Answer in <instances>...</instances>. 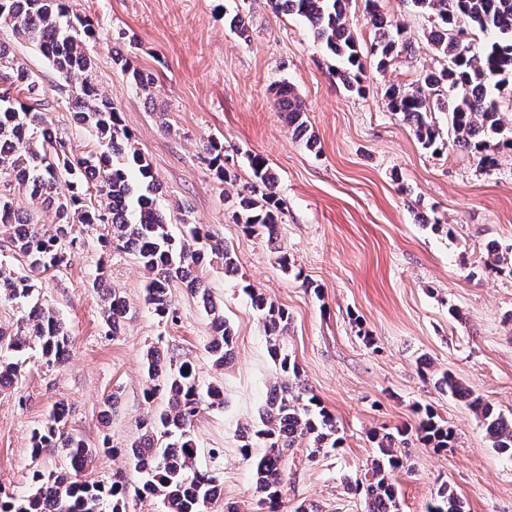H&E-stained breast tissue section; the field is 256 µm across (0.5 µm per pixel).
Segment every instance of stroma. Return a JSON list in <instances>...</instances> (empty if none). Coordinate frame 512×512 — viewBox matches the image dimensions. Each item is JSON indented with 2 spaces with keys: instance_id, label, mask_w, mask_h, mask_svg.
I'll return each instance as SVG.
<instances>
[{
  "instance_id": "stroma-1",
  "label": "stroma",
  "mask_w": 512,
  "mask_h": 512,
  "mask_svg": "<svg viewBox=\"0 0 512 512\" xmlns=\"http://www.w3.org/2000/svg\"><path fill=\"white\" fill-rule=\"evenodd\" d=\"M74 13L95 24L89 45L97 82L118 107L134 145L161 183L157 205L173 231L199 224L226 241L239 271L206 268L204 281L235 333L234 354L215 369L207 351L213 332L199 298L174 292L176 317L159 320L145 301V277L128 253L102 255L93 231L70 263L40 275L41 296L63 318L73 346L61 364L31 366L0 394V487L22 497L33 471L66 467L61 448L29 452V438L57 404L70 433L97 444L110 438L126 448L140 420L159 410L146 401L143 353L151 346L190 360L205 384L224 388V406L203 411L194 424L196 464L223 480L225 504L239 512H267L252 470L240 453L241 428L257 424L279 370L266 348L263 324L243 285L285 307L291 325L286 353L299 367L302 388L336 418L342 448L309 459L306 445L288 453L286 495L280 512L308 501L322 512H364L346 488L376 454L373 433L414 425L428 406L453 429L451 448L436 452L409 440L397 453L402 512H427L440 486L464 512H512V459L492 448L485 428L465 401L435 388L448 371L475 395L512 412V273L481 271L489 242L512 248V152L498 167L481 169L457 147L432 155L410 126L389 112L383 92L405 85L444 60L429 40L432 21L410 0H378L381 12L403 23L411 56L386 72L367 70L362 95L347 92L337 61L314 43L304 22L275 14L263 0H70ZM246 19L238 37L229 19ZM18 62L44 89L47 126L74 152L94 150V134L76 127L68 90L33 46L0 25ZM124 55L154 78L151 95L131 85L112 58ZM289 82L306 105L308 147L281 118L275 87ZM210 139L224 144V164L238 178L220 180L205 159ZM267 158L278 176L284 214L278 241L233 224L230 197L245 191L247 154ZM447 224L436 232L431 220ZM285 248L289 268L275 261ZM106 261V287L127 302L118 334L101 317L96 265ZM105 287V288H106ZM118 402L109 417V395Z\"/></svg>"
}]
</instances>
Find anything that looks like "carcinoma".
Here are the masks:
<instances>
[{
	"label": "carcinoma",
	"mask_w": 512,
	"mask_h": 512,
	"mask_svg": "<svg viewBox=\"0 0 512 512\" xmlns=\"http://www.w3.org/2000/svg\"><path fill=\"white\" fill-rule=\"evenodd\" d=\"M349 2L266 0L272 10L295 14L306 22L314 42L340 61L335 75L343 87L360 95L365 91L362 82L367 68L385 72L412 51V43L400 22L384 18L377 13V0H368L376 33L368 55H363L348 25ZM411 3L417 12L434 17L429 37L447 65L420 74L411 84L388 87V110L402 116L431 154L445 153L451 141L477 156L484 168L497 167L501 150H512V135L505 133L500 112V100L512 97V0ZM0 24L37 47L69 83L68 108L73 120L92 130L100 146L96 152L76 154L65 139L45 127L36 76L16 62L10 46L0 40V75L16 83L26 98L23 102L0 95V244H6L28 268V274L21 275L0 262V305L15 306L21 313L11 326L0 325V393L24 372L27 352L37 351L49 367L63 362L70 352L72 337L59 312L39 298L35 279L68 264L79 243L77 225L96 230L102 250L136 257L146 272V303L160 320L175 318L173 289L184 288L200 298L213 330L208 352L215 367L223 368L233 355V327L213 301L204 278L198 275L187 282L185 271L191 267L201 271L218 259L224 274L233 275L236 254L200 227L179 237L170 232L156 204L161 185L122 125L117 107L96 81L88 52L96 37L93 24L73 13L69 0H0ZM476 33L486 40L475 49L468 36ZM113 61L143 94L151 96V77L130 67L121 54ZM277 106L294 133L302 136L308 131L305 104L286 82L278 87ZM434 112L448 113V132L435 123ZM205 151L224 180L237 179L234 171L224 167L222 142L209 140ZM248 166L252 180L247 193L233 204L232 221L272 242L277 239L282 213L277 178L261 155L248 156ZM18 192L54 213L51 228H36L31 216L28 233L17 234ZM91 193L100 202L88 200ZM247 292L263 323L268 353L284 379L272 386L259 415L260 425L244 429L241 453L250 462L268 512H279L288 450L306 440L313 459L337 448L339 438L335 417L306 389L289 381L299 378V372L284 353L283 340L291 324L288 310L253 288ZM101 300L102 318L115 334L125 318L126 301L114 290L102 293ZM144 370L148 380L145 398L151 402L162 399L165 406L142 419L140 437L124 450L134 470L145 475L142 483L133 484L120 473L112 475L110 483L88 479L93 449L65 431V408L58 405L32 431L30 451L36 457L44 448H63L69 468L48 474L34 471L30 491L21 498L0 490V512H126L132 497L156 498L164 512H207L223 482L218 474L196 467L192 428L202 409L224 404V392L216 385L202 386L191 362L167 358L156 347L146 351ZM435 386L465 401L481 418L492 447L512 459V412L494 408L451 374H442ZM417 413V439L427 448L449 447L454 434L447 422L429 406ZM409 435L410 430L404 428L373 434L378 455L364 477L349 482L350 491L364 499L365 512H400L393 474L401 463L394 448ZM257 447L265 452L254 454ZM428 512H463V505L443 486Z\"/></svg>",
	"instance_id": "cac0c4a2"
}]
</instances>
